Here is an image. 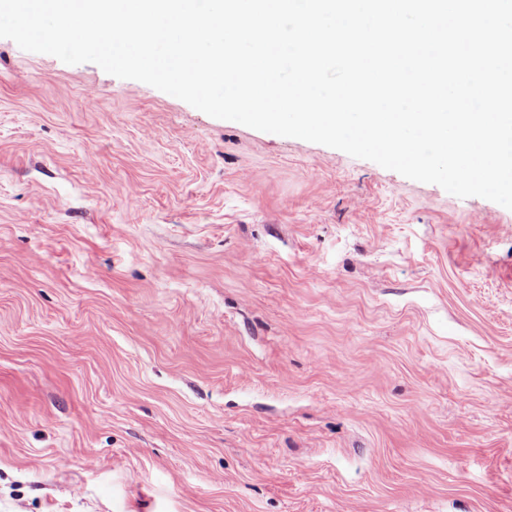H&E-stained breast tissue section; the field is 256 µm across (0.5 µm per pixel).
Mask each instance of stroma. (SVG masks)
<instances>
[{
    "label": "stroma",
    "mask_w": 512,
    "mask_h": 512,
    "mask_svg": "<svg viewBox=\"0 0 512 512\" xmlns=\"http://www.w3.org/2000/svg\"><path fill=\"white\" fill-rule=\"evenodd\" d=\"M0 512H512V210L0 38Z\"/></svg>",
    "instance_id": "obj_1"
}]
</instances>
